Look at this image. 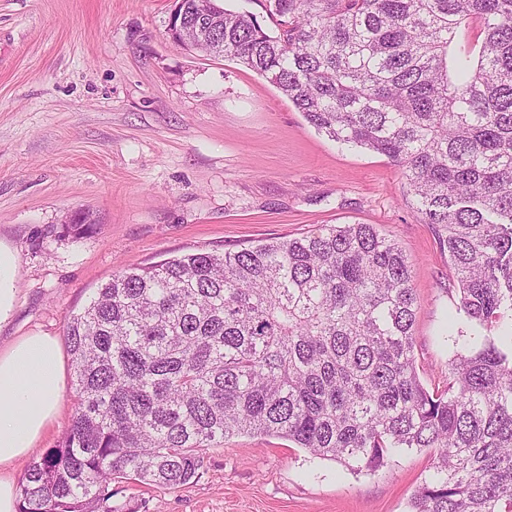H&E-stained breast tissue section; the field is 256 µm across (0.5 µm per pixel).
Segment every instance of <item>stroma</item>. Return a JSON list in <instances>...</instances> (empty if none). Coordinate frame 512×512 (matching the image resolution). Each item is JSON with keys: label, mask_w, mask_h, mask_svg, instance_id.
I'll return each mask as SVG.
<instances>
[{"label": "stroma", "mask_w": 512, "mask_h": 512, "mask_svg": "<svg viewBox=\"0 0 512 512\" xmlns=\"http://www.w3.org/2000/svg\"><path fill=\"white\" fill-rule=\"evenodd\" d=\"M172 0H0V250L16 295L0 345L44 333L121 269L372 224L407 257L428 390L472 347L446 249L386 157L339 147L261 75L172 41ZM92 232H66L76 214ZM176 489L128 481L138 512H408L431 451L353 473L240 434L201 449Z\"/></svg>", "instance_id": "stroma-1"}]
</instances>
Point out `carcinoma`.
I'll list each match as a JSON object with an SVG mask.
<instances>
[{
  "label": "carcinoma",
  "mask_w": 512,
  "mask_h": 512,
  "mask_svg": "<svg viewBox=\"0 0 512 512\" xmlns=\"http://www.w3.org/2000/svg\"><path fill=\"white\" fill-rule=\"evenodd\" d=\"M221 0L197 50L266 77L336 143L386 157L448 249L477 331L429 391L407 258L372 224L123 269L71 316L76 413L18 512H135L112 481L175 489L198 449L277 436L359 472L432 449L409 512H512V0ZM474 20L475 44L449 54ZM223 3L227 9L255 14L259 19L265 20L264 24L270 32L276 31L274 24L267 18L264 8L265 0H224Z\"/></svg>",
  "instance_id": "carcinoma-1"
}]
</instances>
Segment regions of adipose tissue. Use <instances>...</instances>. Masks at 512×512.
<instances>
[{
    "label": "adipose tissue",
    "instance_id": "obj_1",
    "mask_svg": "<svg viewBox=\"0 0 512 512\" xmlns=\"http://www.w3.org/2000/svg\"><path fill=\"white\" fill-rule=\"evenodd\" d=\"M64 359L56 337L34 333L0 348V512H17L9 470L27 458L64 400Z\"/></svg>",
    "mask_w": 512,
    "mask_h": 512
}]
</instances>
